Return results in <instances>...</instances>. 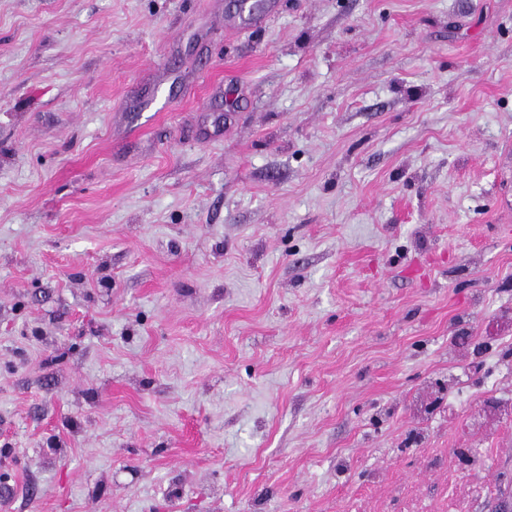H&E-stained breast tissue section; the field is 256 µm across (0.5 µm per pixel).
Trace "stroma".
<instances>
[{"label":"stroma","instance_id":"35a3bbf8","mask_svg":"<svg viewBox=\"0 0 512 512\" xmlns=\"http://www.w3.org/2000/svg\"><path fill=\"white\" fill-rule=\"evenodd\" d=\"M0 0V512H397L512 482V0ZM493 491V487L483 484L467 483L464 487L460 484V473L450 461H448V512H470L471 502L474 497L483 498Z\"/></svg>","mask_w":512,"mask_h":512}]
</instances>
